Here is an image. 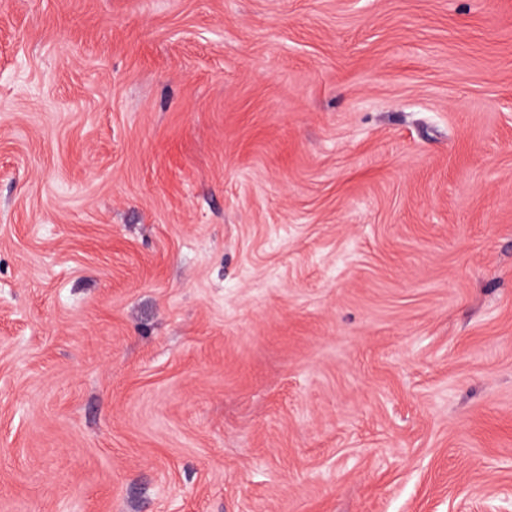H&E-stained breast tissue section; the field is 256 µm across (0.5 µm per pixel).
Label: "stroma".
Returning <instances> with one entry per match:
<instances>
[{
	"mask_svg": "<svg viewBox=\"0 0 512 512\" xmlns=\"http://www.w3.org/2000/svg\"><path fill=\"white\" fill-rule=\"evenodd\" d=\"M0 512H512V0H0Z\"/></svg>",
	"mask_w": 512,
	"mask_h": 512,
	"instance_id": "stroma-1",
	"label": "stroma"
}]
</instances>
